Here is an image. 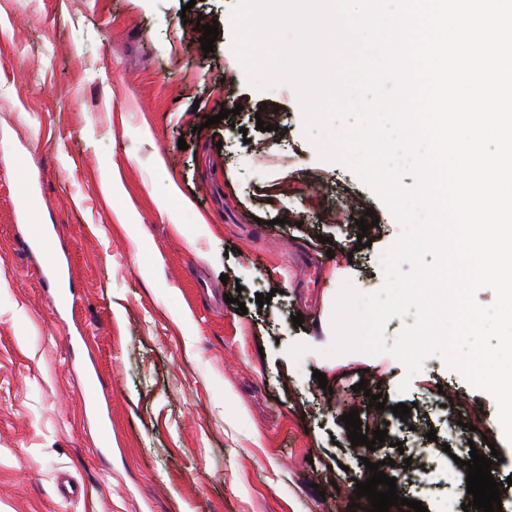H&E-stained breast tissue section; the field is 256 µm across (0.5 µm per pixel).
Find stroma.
I'll list each match as a JSON object with an SVG mask.
<instances>
[{"label":"stroma","mask_w":512,"mask_h":512,"mask_svg":"<svg viewBox=\"0 0 512 512\" xmlns=\"http://www.w3.org/2000/svg\"><path fill=\"white\" fill-rule=\"evenodd\" d=\"M236 4L0 0V512H361L371 472L342 415L370 426L354 386L379 372L389 443L368 461L395 478L396 512L460 508L448 472L475 431L481 455L502 457L512 512V443L490 394L438 357L402 393L391 355L325 356L328 298L346 281L379 290L401 226L318 157L291 87L247 83ZM212 22L206 54L197 26ZM224 108L235 118L206 125ZM313 178L323 195L301 192ZM367 214L379 224L362 247ZM42 224L51 241L27 250ZM55 255L71 298L40 279ZM417 455L421 489L405 465ZM62 473L78 497L59 495Z\"/></svg>","instance_id":"1"}]
</instances>
